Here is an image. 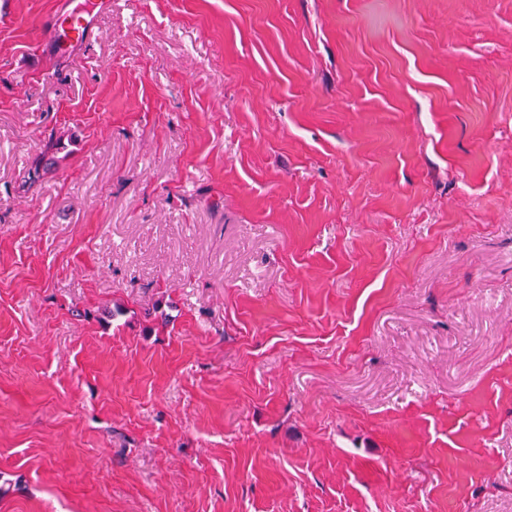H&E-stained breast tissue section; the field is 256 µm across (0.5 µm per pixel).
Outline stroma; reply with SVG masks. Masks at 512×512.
Wrapping results in <instances>:
<instances>
[{"mask_svg": "<svg viewBox=\"0 0 512 512\" xmlns=\"http://www.w3.org/2000/svg\"><path fill=\"white\" fill-rule=\"evenodd\" d=\"M60 2L0 0V512H512V0ZM48 36L45 46L49 50L62 52L93 40L98 34L96 21L84 12L68 7H58L48 19Z\"/></svg>", "mask_w": 512, "mask_h": 512, "instance_id": "stroma-1", "label": "stroma"}]
</instances>
